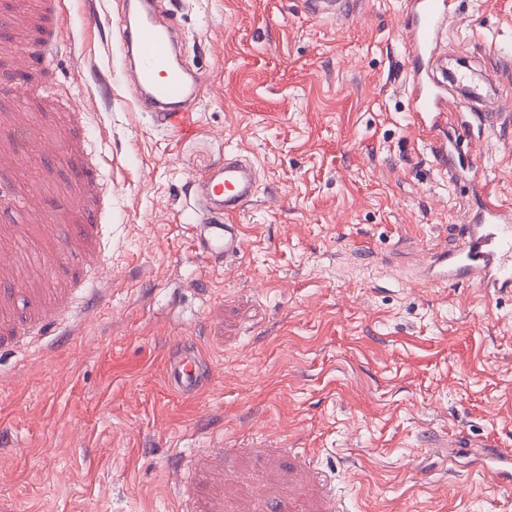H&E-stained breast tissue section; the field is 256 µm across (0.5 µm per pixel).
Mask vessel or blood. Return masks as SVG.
I'll return each mask as SVG.
<instances>
[{"label": "vessel or blood", "instance_id": "b4317fda", "mask_svg": "<svg viewBox=\"0 0 512 512\" xmlns=\"http://www.w3.org/2000/svg\"><path fill=\"white\" fill-rule=\"evenodd\" d=\"M314 17L341 19L353 9L352 0H305ZM449 0H402L401 27L406 35L407 92L414 125L435 132L448 122L450 106L446 86L428 73L439 55L450 15ZM118 39L124 50V72L134 89V102L149 114L157 127L190 132L193 102L200 93L198 78L180 60L177 27L163 0H126ZM50 42L22 43L16 48V64L27 69L35 61L49 62ZM200 210L192 237L198 252L214 263L239 257L246 246L235 216L245 210L258 192L257 168L244 155L228 159L223 167L192 179L189 186ZM427 270L441 283L467 281L485 288L512 289V208L490 201L480 203L469 224L463 225L454 251L431 253ZM64 302L43 315L21 324L16 341L41 334L65 310ZM171 388L192 396L208 383L197 351L186 347L169 352L165 359ZM450 448L477 457L482 475L497 489H512V450L495 442L474 443L462 437L449 439Z\"/></svg>", "mask_w": 512, "mask_h": 512}]
</instances>
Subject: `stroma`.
<instances>
[{"label": "stroma", "instance_id": "1", "mask_svg": "<svg viewBox=\"0 0 512 512\" xmlns=\"http://www.w3.org/2000/svg\"><path fill=\"white\" fill-rule=\"evenodd\" d=\"M171 2L201 83L185 137L123 81L121 0L91 15L63 0L60 22L23 29L54 41L46 66L20 72L0 40V308L30 318L84 296L90 263L112 272L79 334L66 317L0 349V512H324L327 487L345 512H512V493L438 445L512 448V292L436 285L422 267L455 246L473 179L512 205V124L492 133L464 112L481 158L459 150L441 169L410 116L400 0L343 20L303 0ZM452 8L449 64L512 113V0ZM19 82L29 136L103 156L98 207H73L79 158L13 160ZM234 152L259 191L236 218L244 253L215 264L191 243L189 182ZM27 182L45 216L15 207ZM188 336L211 374L193 397L165 378Z\"/></svg>", "mask_w": 512, "mask_h": 512}]
</instances>
